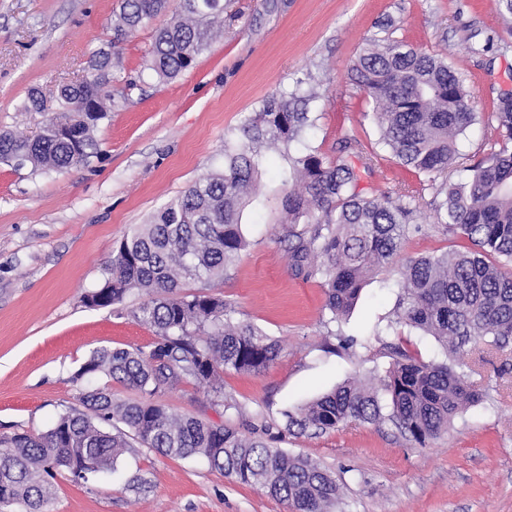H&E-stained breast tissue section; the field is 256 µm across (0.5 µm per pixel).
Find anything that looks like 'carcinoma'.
<instances>
[{
	"instance_id": "cac0c4a2",
	"label": "carcinoma",
	"mask_w": 512,
	"mask_h": 512,
	"mask_svg": "<svg viewBox=\"0 0 512 512\" xmlns=\"http://www.w3.org/2000/svg\"><path fill=\"white\" fill-rule=\"evenodd\" d=\"M169 0H122L112 17V51L91 54L96 76L63 84L61 113L34 139L0 132V160L21 157L33 169L84 163L97 144V122L126 103L112 89L122 74V44L166 10ZM225 0H178L175 16L157 29L146 61L161 81L176 79L224 32ZM348 77L373 102L380 141L403 167L427 175L448 171L459 158L457 139L477 120L472 93L447 61L403 43L370 38ZM295 86L259 102L242 123L246 142L224 141V171L207 174L129 231L112 250L104 284L84 296L91 307L120 303L133 290L146 297L137 317L155 333L149 350L99 348L75 379L104 374L139 394L121 399L94 389L82 408L58 416L44 433L0 435V512L20 506L45 512L55 480L66 473L81 484L114 471L139 444L162 455L203 457L211 468L258 486L289 512H331L339 502L337 480L316 460L290 455L230 428L191 414L177 415L156 397L183 382L207 388L227 408L224 371L260 372L280 354L257 327L232 320L234 309L216 294L182 292L187 279H224L248 246L242 218L257 198L262 149L290 164L293 184L280 203L284 239L293 269L324 279L325 309L345 315L366 280L393 265L416 218L413 200L391 193L362 196L351 161L327 162L314 152L292 154L310 125L300 105L312 89ZM490 118L512 141V96L492 103ZM461 183H443L437 224L465 236L471 247L442 255L409 257L400 267L396 321L432 337L444 350L441 363L422 362L389 346L391 362L380 387L347 381L295 412L286 425L325 433L353 422L394 425L423 444L448 431L455 418L488 397L458 369L466 345L482 342L499 351L512 344V151L503 146L467 167Z\"/></svg>"
}]
</instances>
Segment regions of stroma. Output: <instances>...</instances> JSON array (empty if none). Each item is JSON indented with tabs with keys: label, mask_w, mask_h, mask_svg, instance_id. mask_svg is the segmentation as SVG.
I'll use <instances>...</instances> for the list:
<instances>
[{
	"label": "stroma",
	"mask_w": 512,
	"mask_h": 512,
	"mask_svg": "<svg viewBox=\"0 0 512 512\" xmlns=\"http://www.w3.org/2000/svg\"><path fill=\"white\" fill-rule=\"evenodd\" d=\"M120 0H0V130L38 135L55 115L58 85L90 78L92 51L106 47ZM172 11L135 32L123 46L132 80L121 111L99 121L97 151L66 169L33 170L0 162V434L46 431L78 407L80 394L108 388L134 398L121 383L75 374L101 347L148 348L153 331L135 312L134 291L120 304L86 306L85 293L104 283V268L124 234L203 175L223 170L224 141L240 138L256 103L311 78L314 120L303 143L327 161L356 139L366 171L363 195L414 197L419 231L403 254H440L468 242L443 234L434 216L436 190L465 177L469 164L503 140L487 122L491 101L512 91V32L495 0H230L224 33L192 67L161 83L143 60L155 28ZM377 36L447 58L473 93L477 121L462 136L461 157L444 175L400 166L380 141L372 103L347 71L362 42ZM41 111L23 103L31 89ZM286 162L267 153L260 208L243 221L249 242L241 259L215 283L188 280L183 291L213 293L281 353L258 374H224L233 408L210 405L206 390L185 382L161 401L318 461L343 487L339 512H512V349L482 343L464 353L470 382L489 397L457 417L447 433L418 445L389 424L351 423L326 433L287 431L282 413L311 402L349 379L370 381L389 362L386 346L441 359L432 337L397 323L400 289L383 270L364 285L350 313L331 320L323 281L297 275L280 243V195ZM148 480L135 493L133 477ZM47 512H288L264 490L210 468L145 447L125 454L115 472L75 484L59 476Z\"/></svg>",
	"instance_id": "35a3bbf8"
}]
</instances>
